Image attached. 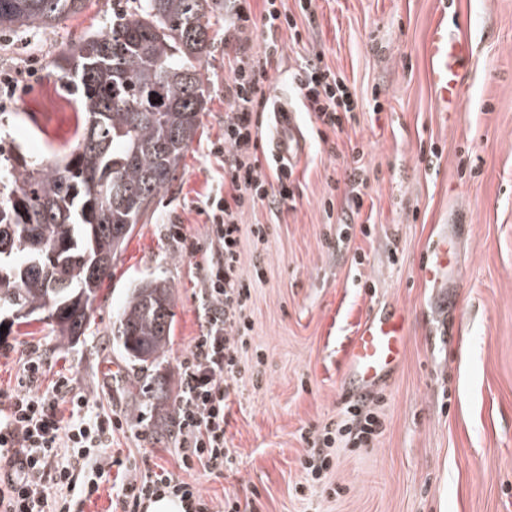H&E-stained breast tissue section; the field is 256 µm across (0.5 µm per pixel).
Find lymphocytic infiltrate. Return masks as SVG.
I'll list each match as a JSON object with an SVG mask.
<instances>
[{
	"mask_svg": "<svg viewBox=\"0 0 512 512\" xmlns=\"http://www.w3.org/2000/svg\"><path fill=\"white\" fill-rule=\"evenodd\" d=\"M297 2L299 12L294 15L279 8L276 0H264L260 15L255 16L236 0L224 30L225 40L237 44L232 75L224 87L229 107L223 148L226 192L208 199L205 208L209 235L220 246L221 258L205 276V325L184 361L182 393L172 422L179 467L185 471L200 466L219 477L234 465L225 410L231 389L243 380L240 353L248 345L251 329L243 314L251 286L239 267V216L248 203L278 210L295 199L291 170L275 169L270 179L261 172L254 114L267 105L263 86L269 79V61L283 52L277 32L288 30L292 42L300 43L296 18L314 13L313 0ZM258 29L266 35L261 59L250 53L252 35ZM297 86L305 110L324 127L338 131L352 119L357 102L346 79L325 65L322 57L306 60ZM43 366L42 357H27L17 389L0 393V512H72L69 493L83 499L98 493L107 476L109 436L124 424L117 415L82 418L87 398L65 377L52 389H42ZM62 402L70 403L77 414L66 425L57 415ZM381 428L374 412L350 405L341 421L304 434L310 451L301 466L308 486L323 483L333 466L326 450L337 438H345L351 447L365 448ZM126 470L130 477L115 492L113 512H142L146 502L162 496L179 499L185 512H240L238 500L225 498L223 508H216L196 486L167 470H155L149 457L129 460Z\"/></svg>",
	"mask_w": 512,
	"mask_h": 512,
	"instance_id": "f902f5d3",
	"label": "lymphocytic infiltrate"
}]
</instances>
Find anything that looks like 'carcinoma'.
Here are the masks:
<instances>
[{"instance_id":"1","label":"carcinoma","mask_w":512,"mask_h":512,"mask_svg":"<svg viewBox=\"0 0 512 512\" xmlns=\"http://www.w3.org/2000/svg\"><path fill=\"white\" fill-rule=\"evenodd\" d=\"M90 0H0V31L53 26ZM222 0H129L109 30L54 60L79 103L60 152L33 160L0 146V326L48 321L62 340L86 335L112 259L176 174L209 94L203 63ZM172 288L128 289L112 346L151 371L174 334Z\"/></svg>"}]
</instances>
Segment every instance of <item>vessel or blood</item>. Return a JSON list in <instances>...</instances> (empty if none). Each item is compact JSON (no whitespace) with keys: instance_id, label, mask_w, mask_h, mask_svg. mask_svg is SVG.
Instances as JSON below:
<instances>
[{"instance_id":"b4317fda","label":"vessel or blood","mask_w":512,"mask_h":512,"mask_svg":"<svg viewBox=\"0 0 512 512\" xmlns=\"http://www.w3.org/2000/svg\"><path fill=\"white\" fill-rule=\"evenodd\" d=\"M474 47L465 30L449 26L444 16L430 24L425 57L427 76L440 112H458L470 78ZM270 156L280 167L299 162L305 138L287 100L273 101L269 108ZM448 242L436 241L419 263L427 280H437L448 268ZM408 321L404 311L381 312L369 308L359 321L344 356L346 380L371 390L395 373L404 361Z\"/></svg>"}]
</instances>
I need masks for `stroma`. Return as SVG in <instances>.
<instances>
[{"label": "stroma", "mask_w": 512, "mask_h": 512, "mask_svg": "<svg viewBox=\"0 0 512 512\" xmlns=\"http://www.w3.org/2000/svg\"><path fill=\"white\" fill-rule=\"evenodd\" d=\"M114 2L90 0L57 26L0 35V72L32 58L38 67L0 100V138L35 159L70 138L75 102L51 62L82 34L108 30ZM441 2L450 23L466 24L475 49L463 109L451 114L435 107L423 56ZM277 38L284 52L270 61L264 93L298 108L308 149L294 168L295 204L279 212L248 206L239 218L240 269L253 282L242 363L262 382L229 397L232 470L181 472L177 439L161 432L181 394L182 362L203 330L205 273L218 259L203 207L224 189V158L212 148L224 141V84L237 45L223 35L205 63L211 84L198 134L148 223L113 260L91 330L67 343L36 322L30 335L1 337L0 392L16 388L22 354L39 350L43 387L69 377L87 397L89 417L125 419L112 458L148 453L217 506L228 495L247 502L256 490L258 512H512V0H315L302 45L285 30ZM315 53L356 94L355 116L339 133L301 109L296 75ZM333 142L338 152H330ZM356 149L366 167L363 209L325 211L327 177L339 178L346 194ZM366 218L368 236L360 231ZM258 223L269 227L266 240L251 232ZM441 234L456 262L436 286L418 264ZM144 277L168 282L176 313L160 366L164 392L150 409L126 390L132 374L112 345L114 313ZM372 305L409 318L405 360L371 404L383 432L367 448L338 443L326 481L343 492H316L307 505L295 496L308 450L301 435L336 421L350 401L341 349Z\"/></svg>", "instance_id": "35a3bbf8"}]
</instances>
